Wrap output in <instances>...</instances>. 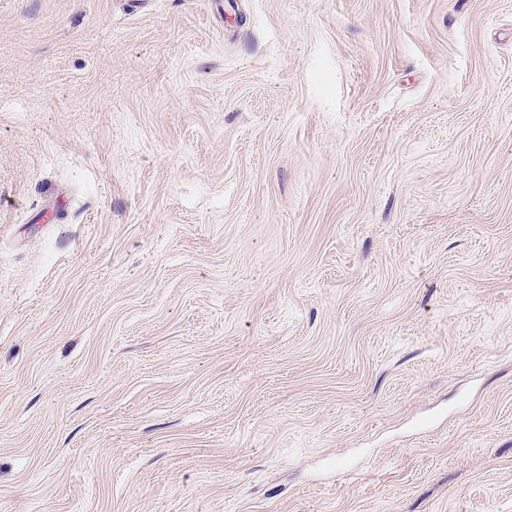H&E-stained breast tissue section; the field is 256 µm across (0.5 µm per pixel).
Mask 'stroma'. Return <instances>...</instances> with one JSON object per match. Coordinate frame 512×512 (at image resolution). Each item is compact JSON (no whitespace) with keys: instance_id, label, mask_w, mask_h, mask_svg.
<instances>
[{"instance_id":"1","label":"stroma","mask_w":512,"mask_h":512,"mask_svg":"<svg viewBox=\"0 0 512 512\" xmlns=\"http://www.w3.org/2000/svg\"><path fill=\"white\" fill-rule=\"evenodd\" d=\"M0 512H512V0H0Z\"/></svg>"}]
</instances>
